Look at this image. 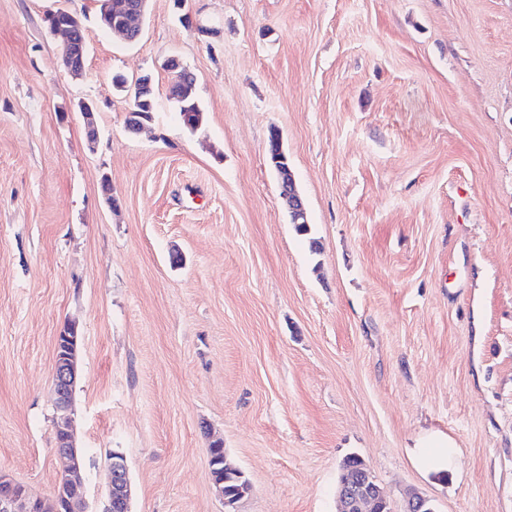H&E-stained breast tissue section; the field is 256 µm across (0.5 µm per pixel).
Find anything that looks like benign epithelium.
Listing matches in <instances>:
<instances>
[{
  "mask_svg": "<svg viewBox=\"0 0 512 512\" xmlns=\"http://www.w3.org/2000/svg\"><path fill=\"white\" fill-rule=\"evenodd\" d=\"M148 0H134L117 6L112 0H98L101 18L109 31L125 34L129 26L141 31L140 21L145 15ZM52 31L64 35V49L68 51L67 73L79 78L85 73L87 41L82 20L75 14L58 9L47 15ZM87 130V142L95 147L98 129L94 120L96 108L88 101L76 105ZM280 190L288 201L290 213L296 218L305 217V205L298 194L292 173L286 166L287 158L281 157ZM78 339L68 337L65 350L55 358L54 390L56 430L60 436L56 456L61 466L56 474L55 493L52 499L44 501L30 498L26 490L9 476L0 472V512H19L18 507L27 503L25 512H74V499L81 485L82 455L75 446L72 424V392L78 377ZM108 506L106 512H129V477L126 459L119 452L112 453L108 467ZM339 512H380L382 507L391 505V500L372 474L356 476L338 489Z\"/></svg>",
  "mask_w": 512,
  "mask_h": 512,
  "instance_id": "7a95c632",
  "label": "benign epithelium"
}]
</instances>
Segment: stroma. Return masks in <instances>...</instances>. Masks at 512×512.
I'll list each match as a JSON object with an SVG mask.
<instances>
[{"instance_id":"stroma-1","label":"stroma","mask_w":512,"mask_h":512,"mask_svg":"<svg viewBox=\"0 0 512 512\" xmlns=\"http://www.w3.org/2000/svg\"><path fill=\"white\" fill-rule=\"evenodd\" d=\"M60 8L86 29L79 79L46 23ZM97 11L0 0V472L53 495L72 324L82 512H104L115 452L131 512H225L215 440L249 483L236 512H336L351 453L395 512L413 493L512 512V0H149L132 44ZM146 72L132 133L112 77ZM273 126L319 252L280 196ZM427 440L452 461L418 458Z\"/></svg>"}]
</instances>
